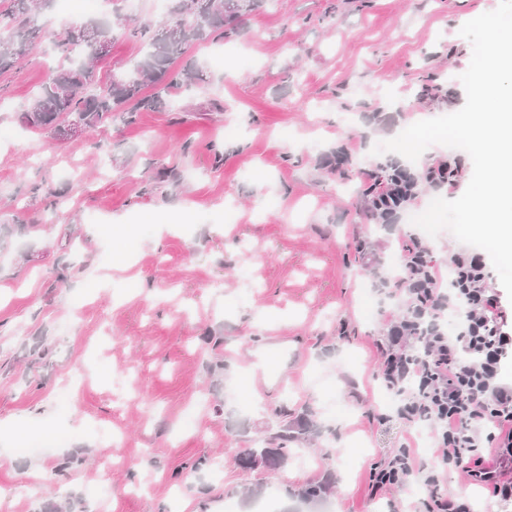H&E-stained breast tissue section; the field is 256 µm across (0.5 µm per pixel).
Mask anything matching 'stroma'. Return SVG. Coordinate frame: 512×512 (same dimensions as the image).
<instances>
[{"instance_id":"obj_1","label":"stroma","mask_w":512,"mask_h":512,"mask_svg":"<svg viewBox=\"0 0 512 512\" xmlns=\"http://www.w3.org/2000/svg\"><path fill=\"white\" fill-rule=\"evenodd\" d=\"M499 2L266 0L237 35L191 45L178 64L198 77L165 104L57 140L19 114L69 64L58 33L115 3L53 0L0 75V512H406L367 487L408 433L378 421L381 316L362 315L373 289L350 243L392 269L400 252L358 171L464 106L459 30ZM144 54L115 31L98 82ZM437 84L448 98L424 96ZM283 408L306 428L287 462L240 470ZM327 479L318 506L286 496Z\"/></svg>"}]
</instances>
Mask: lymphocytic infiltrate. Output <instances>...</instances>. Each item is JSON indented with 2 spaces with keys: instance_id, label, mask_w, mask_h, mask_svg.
<instances>
[{
  "instance_id": "1",
  "label": "lymphocytic infiltrate",
  "mask_w": 512,
  "mask_h": 512,
  "mask_svg": "<svg viewBox=\"0 0 512 512\" xmlns=\"http://www.w3.org/2000/svg\"><path fill=\"white\" fill-rule=\"evenodd\" d=\"M428 179L402 169L399 179L379 182L377 168L360 169L369 187L385 184L393 202L389 231L400 213L434 190L455 185L458 162L437 160ZM398 273L386 272L375 249L365 252V268L377 290L395 298L382 310L383 334L376 341L379 359L374 378L394 398L391 413L429 430L435 451L421 458L404 443L369 473L371 492L418 489L413 512H474L470 499L453 495L443 483L449 472L463 470L486 482L491 497L512 504V478L501 480L486 465L485 449L496 451L499 467L512 466V383L502 368L512 354V325L501 295L488 281L486 263L477 254L433 259L427 242L412 233L399 238Z\"/></svg>"
}]
</instances>
